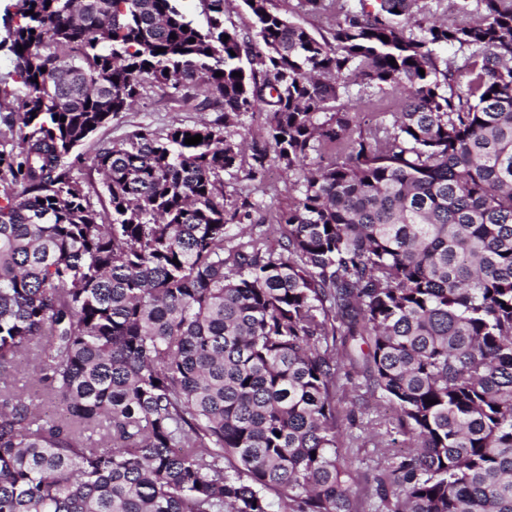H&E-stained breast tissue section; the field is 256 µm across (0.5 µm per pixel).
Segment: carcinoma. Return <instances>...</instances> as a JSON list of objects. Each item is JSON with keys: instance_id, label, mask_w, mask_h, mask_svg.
Instances as JSON below:
<instances>
[{"instance_id": "obj_1", "label": "carcinoma", "mask_w": 512, "mask_h": 512, "mask_svg": "<svg viewBox=\"0 0 512 512\" xmlns=\"http://www.w3.org/2000/svg\"><path fill=\"white\" fill-rule=\"evenodd\" d=\"M201 2L204 28L180 0L4 15L0 381L35 351L63 414L0 393V512H512V0H360L319 36L243 0L257 51ZM147 84L219 116L99 148L106 221L66 159ZM256 111L250 178L297 189L268 226L224 200ZM358 359L353 404L393 410L370 488ZM16 106L15 98L11 94L0 95V144H5L7 149H10L12 144H16L21 135L18 122H14L12 127L4 122V118L8 116L10 111L15 109ZM384 412V404L382 402L373 401L366 409L361 408L355 410V416H353L354 422L345 420L346 428L348 432H352L354 435H364L371 427L375 426L371 425L370 420L375 419L376 414ZM351 423L353 425H351ZM379 448H373L371 444L362 448H349L348 452L343 449L345 460L348 465L357 471L363 485L372 484L374 472L372 468L377 460Z\"/></svg>"}]
</instances>
